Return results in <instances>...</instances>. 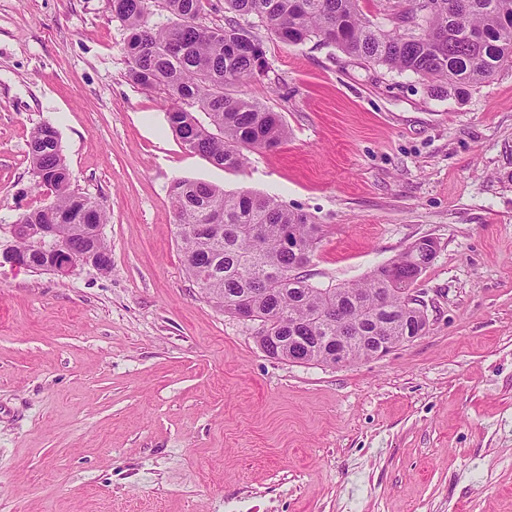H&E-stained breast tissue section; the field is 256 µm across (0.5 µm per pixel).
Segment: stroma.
Here are the masks:
<instances>
[{
  "label": "stroma",
  "mask_w": 512,
  "mask_h": 512,
  "mask_svg": "<svg viewBox=\"0 0 512 512\" xmlns=\"http://www.w3.org/2000/svg\"><path fill=\"white\" fill-rule=\"evenodd\" d=\"M234 85L288 125L227 170L127 78L110 0H0V239L43 206L32 129L108 215L112 268L0 266V512H512V66L466 93L263 34ZM313 216L311 283L438 244L428 329L386 356L293 363L186 272L174 179Z\"/></svg>",
  "instance_id": "stroma-1"
}]
</instances>
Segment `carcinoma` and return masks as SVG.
<instances>
[{
	"instance_id": "1",
	"label": "carcinoma",
	"mask_w": 512,
	"mask_h": 512,
	"mask_svg": "<svg viewBox=\"0 0 512 512\" xmlns=\"http://www.w3.org/2000/svg\"><path fill=\"white\" fill-rule=\"evenodd\" d=\"M166 21L150 20V0H111L127 36V77L165 94L168 122L192 153L226 169L241 168L246 152L272 149L288 138L280 113L235 97L227 87L245 76H261L269 65L264 28L279 41L317 40L360 60L399 72L444 81L458 92L512 65V0H400L390 24L362 16L359 0H224V25L205 22L204 0H155ZM28 158L34 188L50 197L21 213L18 224H55L71 249L88 252L106 211L72 189L59 138L41 124L31 133ZM186 271L226 313L249 298L265 337L285 344L308 363L336 364L334 349L348 348L350 361L371 358L373 340L400 345L413 316L404 302L414 287L404 254L371 270L356 284L321 288L299 273L304 254H314L321 228L312 217L277 199L251 192L228 193L202 181L179 179L170 191ZM294 239L298 250L288 248ZM41 265L54 250H30L11 241Z\"/></svg>"
}]
</instances>
